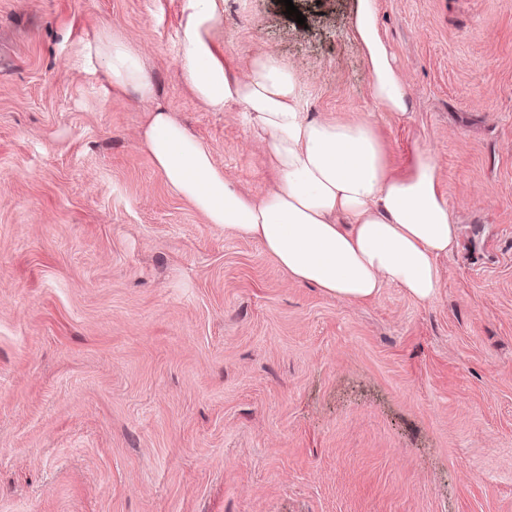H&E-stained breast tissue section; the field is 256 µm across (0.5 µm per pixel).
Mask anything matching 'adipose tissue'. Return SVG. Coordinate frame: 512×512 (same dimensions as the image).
<instances>
[{
  "label": "adipose tissue",
  "instance_id": "ef3b65f1",
  "mask_svg": "<svg viewBox=\"0 0 512 512\" xmlns=\"http://www.w3.org/2000/svg\"><path fill=\"white\" fill-rule=\"evenodd\" d=\"M222 2L182 0V78L211 111L242 108L279 186L261 197L239 191L208 147L159 109L142 138L167 183L208 223L256 240L289 277L326 295L361 303L394 286L432 301L437 260L455 248L457 227L429 151L419 150L407 172H393L372 124L303 111L294 66L259 54L245 71L233 69L214 50ZM350 32L371 74V97L405 115L409 99L378 27L377 0H357ZM94 52L114 88L153 96V84L122 40L104 38Z\"/></svg>",
  "mask_w": 512,
  "mask_h": 512
}]
</instances>
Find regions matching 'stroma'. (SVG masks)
<instances>
[{"mask_svg": "<svg viewBox=\"0 0 512 512\" xmlns=\"http://www.w3.org/2000/svg\"><path fill=\"white\" fill-rule=\"evenodd\" d=\"M224 0L216 49L295 65L306 111L430 151L458 229L420 303L353 304L207 222L141 142L164 108L240 190H273L238 106L184 85L181 0H0V512H512V0ZM154 96L109 84L105 36ZM377 1L357 0L350 32L371 74V97L386 111L403 116L409 109V99L378 27Z\"/></svg>", "mask_w": 512, "mask_h": 512, "instance_id": "35a3bbf8", "label": "stroma"}]
</instances>
